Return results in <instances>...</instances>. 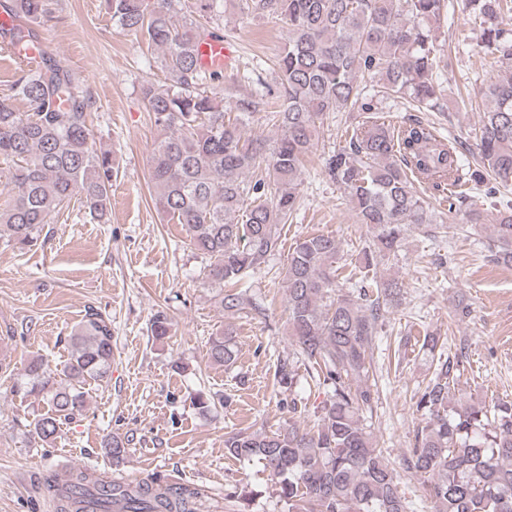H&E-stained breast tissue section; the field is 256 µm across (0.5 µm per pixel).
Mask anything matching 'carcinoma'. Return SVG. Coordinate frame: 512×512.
I'll return each instance as SVG.
<instances>
[{
  "label": "carcinoma",
  "instance_id": "obj_1",
  "mask_svg": "<svg viewBox=\"0 0 512 512\" xmlns=\"http://www.w3.org/2000/svg\"><path fill=\"white\" fill-rule=\"evenodd\" d=\"M256 18L273 17L288 30V46L277 58L282 99L267 102L266 120L277 128L271 140L246 136L254 102L226 108L208 90L222 79L197 54L199 41L216 38L214 24L223 0H102L122 27L163 51L166 81H145L141 95L158 137L150 161L155 204L168 220L185 227L190 244L210 259L209 284L224 289L221 304L233 314L253 306L246 279L280 246L279 226L300 206L299 176L312 153L321 122L332 112H363L351 124L346 145L325 159L324 171L354 205L357 221L373 230L363 252L365 266L395 251L407 226L434 223L429 198L448 208V220L467 202L469 222L482 223L472 196L484 187L495 211L488 249L512 263V203L497 197L512 182V31L498 17L512 12V0H468L483 30L482 51L500 63L480 92L486 111L476 135V164L464 163L456 142L435 123L414 119L391 127L377 116L379 103L402 99L409 107L433 110L442 99L439 63L446 60L434 24L448 0H241ZM15 18L9 44L36 40L33 25L47 14L46 0H0ZM182 14L183 21L175 20ZM16 96L28 111L0 99V160L9 167L12 199L0 209V237L21 249L38 244L53 214L79 198L101 222L112 191V161L90 146L86 123L91 102L68 68L49 57L36 72L20 69ZM495 184L488 185L486 177ZM423 191H418V188ZM340 243L317 234L296 241L288 254V326L294 355L316 383L332 387L317 424L290 425L275 432H232L225 452L235 459L262 460L276 480L288 512H408L399 475L363 423L374 395L360 384L378 332L381 303L394 295L395 281L362 282L357 293L342 291L336 269ZM170 321L162 313L150 323L162 342ZM222 331L211 341L210 358L234 361L236 351ZM434 354L432 378L417 396L426 419L416 436L409 468L430 480L435 512H512V400L492 407L455 404L451 386L460 362L424 336ZM71 357L64 380L41 357L31 359L18 389L41 395L48 410L33 422L43 441L85 407L82 386L108 379L112 365V320L86 313L70 336ZM43 485L59 512H86L84 498H96L109 512L112 497L126 500V512H197L195 493L159 483L136 486L77 471L61 486Z\"/></svg>",
  "mask_w": 512,
  "mask_h": 512
}]
</instances>
